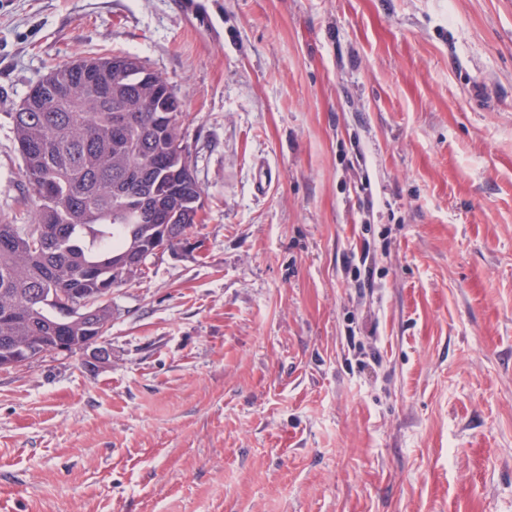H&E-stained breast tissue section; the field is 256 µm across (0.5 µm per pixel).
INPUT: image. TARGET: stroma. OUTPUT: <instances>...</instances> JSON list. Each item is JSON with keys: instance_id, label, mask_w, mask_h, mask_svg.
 Segmentation results:
<instances>
[{"instance_id": "obj_1", "label": "stroma", "mask_w": 512, "mask_h": 512, "mask_svg": "<svg viewBox=\"0 0 512 512\" xmlns=\"http://www.w3.org/2000/svg\"><path fill=\"white\" fill-rule=\"evenodd\" d=\"M205 3L0 0V220L76 55L169 81L204 201L105 361L0 368V512H512V0Z\"/></svg>"}]
</instances>
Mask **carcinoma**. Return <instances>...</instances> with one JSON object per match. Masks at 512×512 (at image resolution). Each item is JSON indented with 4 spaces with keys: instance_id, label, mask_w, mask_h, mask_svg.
Masks as SVG:
<instances>
[{
    "instance_id": "carcinoma-1",
    "label": "carcinoma",
    "mask_w": 512,
    "mask_h": 512,
    "mask_svg": "<svg viewBox=\"0 0 512 512\" xmlns=\"http://www.w3.org/2000/svg\"><path fill=\"white\" fill-rule=\"evenodd\" d=\"M171 97L136 56L77 58L10 113L26 194L0 223V344L78 342L84 323L62 321L52 294L95 298L127 257L174 250L199 223L186 114Z\"/></svg>"
}]
</instances>
